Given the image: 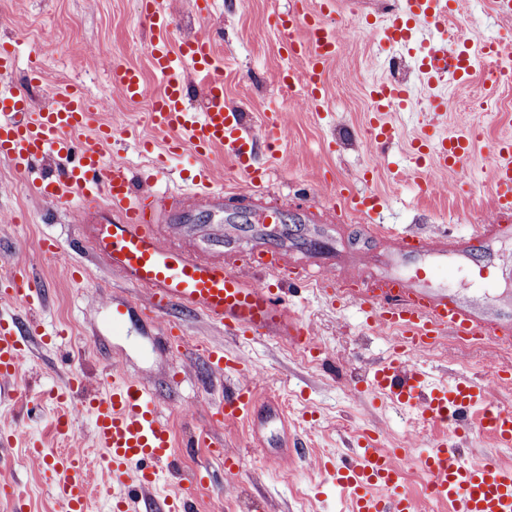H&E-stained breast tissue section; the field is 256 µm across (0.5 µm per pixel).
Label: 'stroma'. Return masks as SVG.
<instances>
[{"instance_id":"stroma-1","label":"stroma","mask_w":512,"mask_h":512,"mask_svg":"<svg viewBox=\"0 0 512 512\" xmlns=\"http://www.w3.org/2000/svg\"><path fill=\"white\" fill-rule=\"evenodd\" d=\"M312 0H208L203 13L192 11L187 0H177L173 39H180L207 25L224 31L215 53L222 62L224 97L241 107L253 131H261L265 116L283 115L285 133L275 152L259 148L257 163L273 162L276 172L261 193L278 198L282 215L292 221L277 227L278 243L296 262L305 261L307 239L320 238L321 255L336 280L364 273L377 277L398 268L407 274L413 261L394 263L389 231L412 229L432 233L444 226L463 232L471 225L486 231L474 242L466 260L452 262L437 282L450 296L490 320L512 322V235L499 233L494 215L492 147L512 139V83L490 85L483 67H476L461 82L429 85L417 72L426 40L418 39L402 52V64L391 68L376 45L355 27L356 19L384 29L392 17L384 0H336L328 27L338 33L336 57L325 73L327 104L309 111L300 95L281 91L278 75L290 59L280 50L278 23L289 10L310 7ZM58 33L56 53L45 59L42 80L33 84L30 50L40 28ZM449 28L463 38L500 43L501 61L512 60V22L497 18L494 0H458ZM11 39L17 66L11 83L33 103H40L46 87L76 85L87 99L107 95L112 110L104 119L119 139L105 156L122 163L136 175L149 172L150 156L143 144L156 134L145 113L136 111L108 79L113 62L148 70L147 42L137 0H0V38ZM396 80L408 91L402 108L390 116L396 138L378 150L366 138L371 119L373 85ZM442 99L448 110L429 123L433 99ZM491 103L488 112L475 103ZM474 127L477 139L463 167L435 172V184L424 189L426 170L412 153L420 137L429 143L455 135L463 126ZM171 186H181L180 171H210L224 185V206L211 211L189 210L173 233L191 246L213 247L233 236L239 246L268 232L259 212L238 197L249 180L229 160L216 155L167 159ZM346 195L374 199L385 230H367L365 215L350 209ZM332 198L335 219L313 215L312 201ZM107 213L86 216L76 223L68 212L56 211L41 200L30 183L18 177L11 164L0 159V275L15 264L29 266L31 280L45 297L43 308L29 315L26 308L0 301V310L20 319L35 317L43 328L66 331L67 347L60 350L33 342L32 354L16 378L21 389L12 399H0V432L26 430L28 440L0 444V485L15 487L23 496L25 512H59L50 474L41 461L30 457L28 441H36L43 455L82 454L96 486L111 483L104 452L94 444L92 417L78 419L68 434L57 435L54 421L61 405L49 390L64 385L72 372H80L83 391L106 390L102 371L108 362L121 361L125 373L148 380L156 403L168 422L174 448V466L180 476L207 469L208 483L196 498V512H346L348 494L326 482L324 465L350 454L363 431L379 434L386 448L405 447L401 462L409 478L404 491L417 501L419 512H448L446 506L422 491L425 476L418 459L441 427L420 419L417 411L383 407L370 396L353 392L355 382L369 379L373 368L389 353L390 340L365 321L357 304L331 308L318 288H302L290 298L292 310L314 329L317 356L306 363L289 355L286 342L266 338H236L212 326L204 317L172 307L166 317L178 323L186 346L177 350L158 345L140 321L130 323L122 335L112 333L113 300L130 299L148 305L144 291L128 286L88 248L79 246L84 228L106 223ZM56 239L57 254L41 251L44 239ZM220 348L260 371L259 391L279 396L288 414L290 448L285 462H277L247 446L248 424L238 420L215 425L213 404L228 387L231 377L211 373L204 349ZM421 370L437 379L484 376L496 367L512 368V349L496 346L483 351L459 348L447 338L420 360ZM209 434L212 445L226 455L241 457L238 475H229L223 457L209 447L194 445L200 434ZM470 461L493 460L512 465V447L502 448L472 421L469 432L455 439Z\"/></svg>"}]
</instances>
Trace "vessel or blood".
Instances as JSON below:
<instances>
[{"instance_id":"vessel-or-blood-1","label":"vessel or blood","mask_w":512,"mask_h":512,"mask_svg":"<svg viewBox=\"0 0 512 512\" xmlns=\"http://www.w3.org/2000/svg\"><path fill=\"white\" fill-rule=\"evenodd\" d=\"M333 7L334 0H319L317 7L305 14H288L279 29L282 50L304 63L302 70L282 73L280 87L290 90L302 85L307 106L314 110L324 105V65L336 53V37L326 25ZM448 10L447 0H399L389 26L381 31L369 28L368 33L382 48L408 45L418 29H426L434 35L420 64L427 81L464 77L470 74L475 56H497L500 47L482 42L474 52L461 48L457 37L448 33ZM140 18L150 33L148 55L161 88L152 91L138 69L121 63L113 64L109 71L112 86L130 104L149 100L150 125L166 136L168 153L200 156L217 150L252 182H266L270 169L256 165L254 148L258 140L272 145L281 139V114L272 113L263 124L262 136H255L244 113L224 98L213 30L199 28L175 47L170 41L174 14L168 0H140ZM301 25L308 31L304 40L296 34ZM14 64V46L1 43L0 158L24 178L47 156L68 159L62 175L36 182L39 197L64 211L79 205L85 213L108 203L112 218L90 247L107 255L113 273L126 284L146 291L153 313L187 306L231 336H265L313 345L311 328L288 307L286 289L312 282L328 299L344 300L340 284L325 275V262L296 265L286 253L269 247L252 246L224 254L177 243L171 235L172 219L188 205L206 204L220 196L223 186L213 184L202 173L190 193L151 184L134 190L128 167L106 165L104 149L115 133L111 126L97 123V113L84 95L68 86L48 91L41 106L31 107L24 93L8 83ZM195 88L205 99L199 112L190 105ZM403 92V85L391 82L372 89L371 141L394 138L395 130L385 117ZM471 148L466 132L442 140L434 168L458 165ZM493 154L495 212L504 219L512 214V141H498ZM481 231V226L475 225L465 235L451 228L429 237L408 230L394 233V255L421 256L424 264L411 277L392 271L382 275L376 285L358 280L353 297L375 325L398 332L389 355L372 372L369 387L376 401L419 409L431 420L449 423L455 433L474 409H481L482 428L508 448L512 446V409L488 404L483 381H435L417 366L418 359L447 336L491 343L512 340V325L482 319L447 292L431 289L449 254L465 256ZM0 297L16 299L32 311L43 303L40 290L21 264L0 276ZM31 351L26 330L15 320L0 316V397L9 393L12 379ZM207 361L215 374L238 379L215 405L218 421L248 419L251 440L261 445L265 424L251 416L259 396L245 379L248 367L220 350L209 351ZM104 381L106 393L93 399L74 398L75 389L82 385L78 374L54 391V398L63 406L55 429L68 434L75 412L91 414L95 443L104 450V460L112 471V512H150V491L157 487L172 456L170 427L157 408L149 383L127 377L114 365L106 367ZM399 456V449L379 448L376 435L367 432L358 438L348 460L327 470L328 481L349 490L348 512H417L415 499L402 489ZM421 465L430 480L431 498L447 504L449 512H512V466L490 460L469 462L444 436L432 441ZM47 468L61 512H86L89 484L82 457L62 454L52 458ZM204 482L203 476L196 475L180 484L174 495L164 499L163 512H191L196 490Z\"/></svg>"}]
</instances>
